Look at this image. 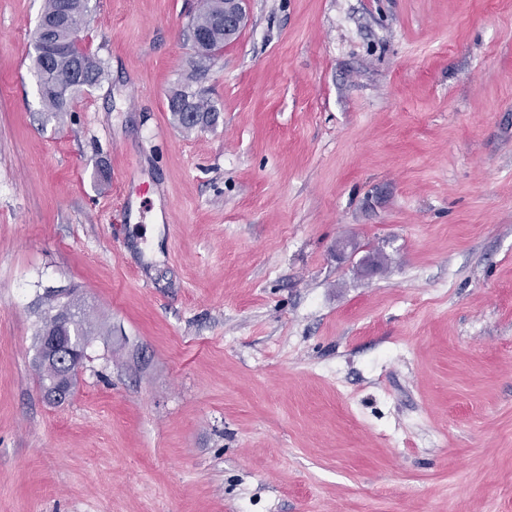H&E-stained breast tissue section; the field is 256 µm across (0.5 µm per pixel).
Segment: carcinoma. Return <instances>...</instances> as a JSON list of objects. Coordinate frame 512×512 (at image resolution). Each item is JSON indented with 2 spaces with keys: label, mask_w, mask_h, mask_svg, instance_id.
<instances>
[{
  "label": "carcinoma",
  "mask_w": 512,
  "mask_h": 512,
  "mask_svg": "<svg viewBox=\"0 0 512 512\" xmlns=\"http://www.w3.org/2000/svg\"><path fill=\"white\" fill-rule=\"evenodd\" d=\"M224 8V0H202L197 12L190 19L192 34L202 31L209 34V50L198 52L202 59L211 56L212 50L224 46V28L217 24L216 17ZM62 0H44L36 31L60 45L58 56L49 60L39 46H34V68L39 77V93L46 111L59 115L66 110L72 91L95 85L102 75L100 62L78 46L77 33L58 23ZM173 120L186 130L204 128L215 122L218 112L202 94L189 89L175 92L168 102ZM47 305L42 323L37 330L38 342L46 336H68L72 342L85 347L91 330L86 325L85 314L74 310L68 302L49 294L43 298ZM36 362L41 388L47 392L65 381L61 370L47 366L42 359V349H37Z\"/></svg>",
  "instance_id": "obj_1"
}]
</instances>
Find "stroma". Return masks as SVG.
<instances>
[{
    "label": "stroma",
    "instance_id": "1",
    "mask_svg": "<svg viewBox=\"0 0 512 512\" xmlns=\"http://www.w3.org/2000/svg\"><path fill=\"white\" fill-rule=\"evenodd\" d=\"M43 3L0 0V512H512V0H251L201 72L198 0H89L55 118ZM62 0H45L38 20L36 34L40 31L50 42L60 45L58 56L49 60L34 42V68L39 77V93L43 107L54 115L65 112L67 100L73 90L95 85L102 75L100 62L78 46L79 31L58 23ZM168 107L173 120L186 130L207 127L218 117L217 110L202 94L188 88L176 91L169 98ZM186 109L196 114L195 120L184 115ZM43 302L47 305L44 312L42 323L37 330L38 349L36 354V362L38 367L39 382L43 392L48 396L49 389L55 385L62 384L64 377L59 378L61 369L54 366H47L42 359V342L45 336H55L44 340L43 352L56 362L57 366L69 367L67 385L54 387L53 396L58 401L68 398L73 383V373L78 369L82 356L84 355L85 345L88 343L87 336H90L91 330L86 325L85 313H81L79 309L72 306L70 302H61L58 295L48 294L42 297ZM74 309L75 311H72ZM54 312V313H52ZM69 336L72 342L82 347L77 349L75 345L67 343L66 338ZM78 353V357L74 362H70L68 358Z\"/></svg>",
    "mask_w": 512,
    "mask_h": 512
}]
</instances>
